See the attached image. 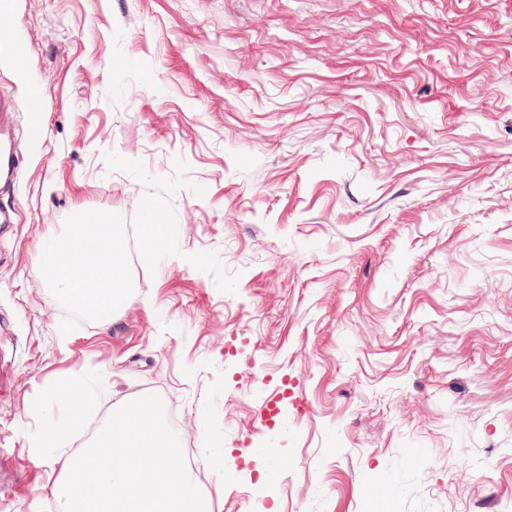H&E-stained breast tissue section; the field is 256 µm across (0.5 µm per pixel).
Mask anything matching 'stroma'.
Returning <instances> with one entry per match:
<instances>
[{"mask_svg": "<svg viewBox=\"0 0 512 512\" xmlns=\"http://www.w3.org/2000/svg\"><path fill=\"white\" fill-rule=\"evenodd\" d=\"M0 23L32 48L25 77L0 59V512H57L33 401L76 370L103 377L93 426L178 410L221 512H512V0H10ZM87 208L131 244L105 326L37 267ZM147 212L166 254L132 241ZM44 109L45 101L40 88L36 85L30 86L25 101V112L29 117L28 135L33 140H39L43 137V127L38 118L44 112Z\"/></svg>", "mask_w": 512, "mask_h": 512, "instance_id": "obj_1", "label": "stroma"}]
</instances>
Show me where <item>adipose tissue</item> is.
Wrapping results in <instances>:
<instances>
[{"mask_svg":"<svg viewBox=\"0 0 512 512\" xmlns=\"http://www.w3.org/2000/svg\"><path fill=\"white\" fill-rule=\"evenodd\" d=\"M121 252L119 229L109 221L94 218L70 232L48 234L39 247L43 281L60 299L83 286L101 289L90 314L96 321L108 323L128 300Z\"/></svg>","mask_w":512,"mask_h":512,"instance_id":"obj_1","label":"adipose tissue"}]
</instances>
